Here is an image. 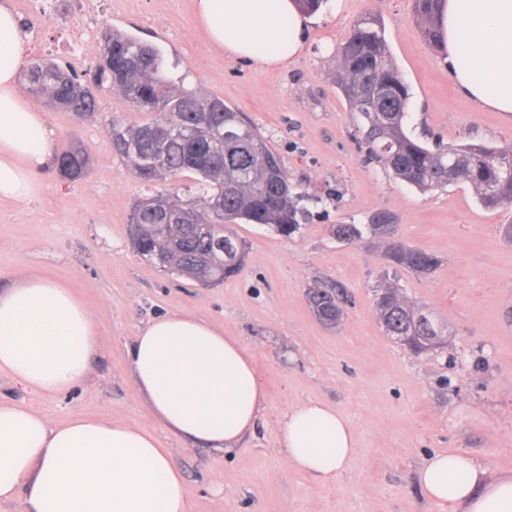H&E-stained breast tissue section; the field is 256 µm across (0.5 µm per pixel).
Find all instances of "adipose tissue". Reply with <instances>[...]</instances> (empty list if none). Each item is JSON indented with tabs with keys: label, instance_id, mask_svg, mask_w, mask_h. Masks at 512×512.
<instances>
[{
	"label": "adipose tissue",
	"instance_id": "1",
	"mask_svg": "<svg viewBox=\"0 0 512 512\" xmlns=\"http://www.w3.org/2000/svg\"><path fill=\"white\" fill-rule=\"evenodd\" d=\"M196 11L212 47L230 57L278 67L302 47L305 17L294 0H196ZM285 19L287 42L263 52ZM438 28L460 91L484 110L512 114V0H443ZM24 51L18 18L0 7V201L33 204L56 142L19 90ZM97 351L94 316L69 288L30 275L0 283V375L60 395L87 378ZM128 357L146 410L183 441L228 450L269 407L252 351L193 315L150 319ZM279 427L289 467L318 485L335 484L358 455L353 424L324 402L289 407ZM415 479L440 512H512V473L489 476L468 451L432 454ZM11 502L21 512H194L160 434L113 418L55 423L0 400V504Z\"/></svg>",
	"mask_w": 512,
	"mask_h": 512
}]
</instances>
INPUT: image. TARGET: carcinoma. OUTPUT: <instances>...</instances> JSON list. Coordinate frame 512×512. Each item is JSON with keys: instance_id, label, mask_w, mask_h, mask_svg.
I'll return each instance as SVG.
<instances>
[{"instance_id": "cac0c4a2", "label": "carcinoma", "mask_w": 512, "mask_h": 512, "mask_svg": "<svg viewBox=\"0 0 512 512\" xmlns=\"http://www.w3.org/2000/svg\"><path fill=\"white\" fill-rule=\"evenodd\" d=\"M415 4L425 37L439 48L441 0H415ZM22 71L30 94L81 119L100 116L95 89L104 84L150 114L139 124H127L117 116L100 117L112 152L135 178L145 183L170 180L134 204L128 224L136 253L165 273L201 284L220 283L237 274L245 250L230 224L268 225L285 237L300 230V203L309 196L288 182L282 160L268 140L223 100L169 80L157 46L109 31L103 60L90 85L50 59L26 61ZM334 82L358 113L369 160L421 190L467 183L486 207L512 204V148L483 144L431 148L410 136L409 88L389 52L381 17H365L355 24L342 44ZM183 127L195 128V137L183 136ZM88 165V157L74 145L56 162L72 172L70 181L84 176ZM185 172L193 174L197 189L187 201L175 187V178ZM390 232L384 224L336 225V236L349 243L366 234ZM388 258L419 273L438 264L434 255L402 242L389 247ZM307 299L321 322L332 326L340 321L342 287L316 283L308 288ZM376 310L386 335L406 337L403 346L417 355L429 352L430 319L406 302L398 289H381Z\"/></svg>"}]
</instances>
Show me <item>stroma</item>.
<instances>
[{"label": "stroma", "mask_w": 512, "mask_h": 512, "mask_svg": "<svg viewBox=\"0 0 512 512\" xmlns=\"http://www.w3.org/2000/svg\"><path fill=\"white\" fill-rule=\"evenodd\" d=\"M379 13L392 57L410 87L407 129L428 144L512 147V116L479 110L455 86L441 51L422 33L414 0H324L287 65L237 60L210 46L196 0H140L113 13L112 28L156 45L166 75L243 112L307 192L299 234L233 225L245 246L240 273L203 286L175 278L134 252L131 206L152 190L127 172L96 121L46 109L59 149L87 152V177L41 175L34 205L0 202V276L57 280L92 310L100 348L89 376L60 396L0 379V397L55 423L76 416L118 418L158 428L126 358L138 327L169 312L189 313L237 336L254 354L270 409L253 436L219 453L166 436L193 493L194 512H439L422 497L418 465L463 449L489 474L512 470V205L488 208L467 184L423 192L367 158L356 115L334 83L338 48L355 22ZM339 224H390L393 234L339 242ZM433 254L414 273L387 257L392 241ZM341 284L347 301L335 326L322 324L306 291ZM394 286L446 336L416 355L386 336L375 296ZM317 399L352 422L358 456L336 484L318 486L287 467L278 419Z\"/></svg>", "instance_id": "35a3bbf8"}]
</instances>
